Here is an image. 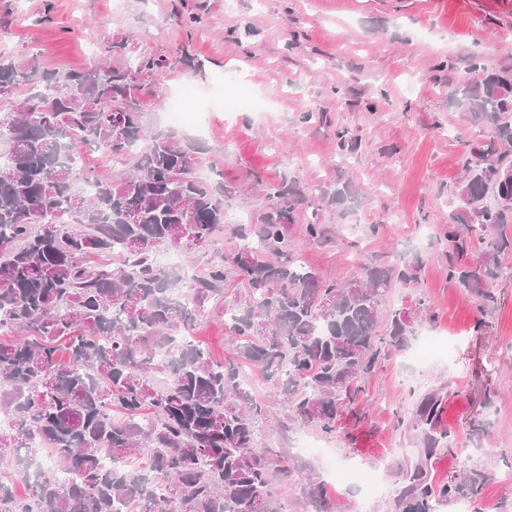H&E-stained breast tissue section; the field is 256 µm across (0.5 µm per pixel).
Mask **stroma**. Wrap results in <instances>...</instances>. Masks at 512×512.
<instances>
[{
  "instance_id": "obj_1",
  "label": "stroma",
  "mask_w": 512,
  "mask_h": 512,
  "mask_svg": "<svg viewBox=\"0 0 512 512\" xmlns=\"http://www.w3.org/2000/svg\"><path fill=\"white\" fill-rule=\"evenodd\" d=\"M112 3L0 0V51L60 70L87 66L88 45L105 37L127 42L132 60L166 56L171 69L141 95L145 122L163 131L168 96L185 83L201 89L202 123L178 135L201 146V165L235 187L233 211L255 222L268 206L262 181L330 194L345 187L343 203L300 211V222L314 218L330 230L329 244L303 246L309 266L349 280L368 260L420 261L418 284L394 283L381 309L443 343L425 379L408 366L409 350L392 354L366 380L355 413L326 436L289 425L272 381L250 369L253 393L272 403L261 425L267 446L322 481L323 463L297 455L295 437L370 471L422 462L436 483L473 467L512 471V255L502 257L494 283L500 303L488 309L449 280L443 239L462 155L485 135L462 120L450 94L474 65L512 68V0H124L118 12ZM192 14L199 25H186ZM247 27L253 36H244ZM227 97L249 103L229 114ZM342 130L350 142H340ZM226 336L222 307L209 305L192 340L220 360ZM430 392L442 398L441 426L456 447L429 455L394 414L411 416ZM474 420L484 430L472 431Z\"/></svg>"
}]
</instances>
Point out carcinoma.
<instances>
[{"label": "carcinoma", "instance_id": "obj_1", "mask_svg": "<svg viewBox=\"0 0 512 512\" xmlns=\"http://www.w3.org/2000/svg\"><path fill=\"white\" fill-rule=\"evenodd\" d=\"M102 44L111 61L64 72L0 52V102L13 103L0 114V330L19 333L0 340V412L14 420L0 453L36 443L71 475L65 486L44 476L25 496L0 479V512H131L151 477L163 492L142 512H283L273 488L294 471L257 441L269 405L243 368L275 382L288 422L336 433L364 380L413 335L399 312L382 320L381 302L395 280L418 284V261L367 264L347 281L321 276L301 261L299 242L327 241L326 227L309 221L301 240L290 237L312 195L282 181L263 184L268 208L236 225L234 247L192 284L159 268L158 250L177 245L185 224L214 242L235 191L199 175L194 144L147 133L139 95L170 63H121L126 42ZM454 103L490 136L468 145L454 186L448 278L489 308L498 296L488 281L512 255V70L482 71ZM87 145L131 164L92 197L81 188L91 175L64 161ZM231 283L242 285L224 305L233 352L218 362L184 333ZM441 411L427 393L410 421L396 422L418 429L427 451L451 450ZM106 454L119 466L104 467ZM130 456L141 465L124 466ZM492 478L480 468L434 485L418 463L393 508L472 504ZM307 479L313 512H335L324 484Z\"/></svg>", "mask_w": 512, "mask_h": 512}]
</instances>
